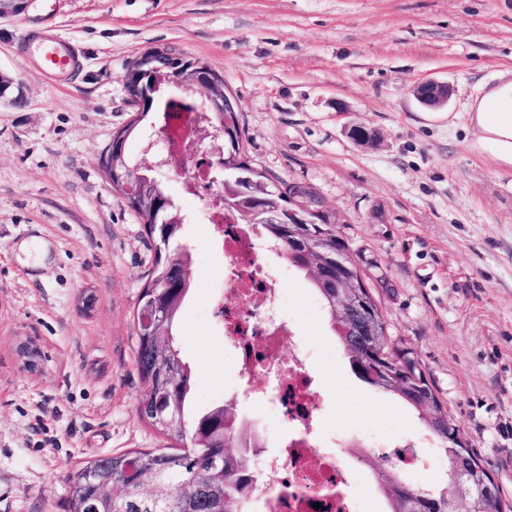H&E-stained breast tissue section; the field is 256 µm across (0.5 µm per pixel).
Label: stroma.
<instances>
[{
    "instance_id": "35a3bbf8",
    "label": "stroma",
    "mask_w": 512,
    "mask_h": 512,
    "mask_svg": "<svg viewBox=\"0 0 512 512\" xmlns=\"http://www.w3.org/2000/svg\"><path fill=\"white\" fill-rule=\"evenodd\" d=\"M51 31L81 47L77 77L50 78L24 46ZM172 47L223 77L250 164L302 182L333 213L387 322L448 408L462 441L512 505V164L480 143L468 110L512 76V0H32L0 22V73L24 102L0 104V512H64L81 462L172 448L135 411L136 311L155 257L101 164L136 116L121 78L147 49ZM451 83L440 113L412 94ZM372 130L355 144L350 124ZM187 220L192 290L177 323L196 370L195 410L224 401L235 358L208 298L223 286L210 232L185 190L195 163L158 167L132 145ZM288 312L328 387L327 431L374 437L375 410L430 457L409 481L437 492L448 456L417 413L359 380L308 279L289 269ZM38 346L37 371L20 343Z\"/></svg>"
}]
</instances>
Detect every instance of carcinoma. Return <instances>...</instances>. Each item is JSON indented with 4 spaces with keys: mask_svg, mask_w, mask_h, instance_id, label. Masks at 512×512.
<instances>
[{
    "mask_svg": "<svg viewBox=\"0 0 512 512\" xmlns=\"http://www.w3.org/2000/svg\"><path fill=\"white\" fill-rule=\"evenodd\" d=\"M242 150L224 152V209L240 224H257L268 242L288 256L296 269L311 276L314 289L325 303L330 328L341 345L351 371L363 382L385 389L418 412H425L431 433L449 445L448 453L465 452L473 461L471 475L478 476L481 459L456 435L458 427L424 373L406 351L390 347L386 322L376 312L379 333L369 342L359 340L352 324L341 311L336 289L314 277L312 258L305 254L301 224H274L257 210L255 198L273 184L264 174L241 162ZM308 231L322 236L325 246L346 248L336 243V220L310 224ZM176 232L157 249L153 277L142 288L161 283L172 264L189 266L191 252L177 244ZM190 293L179 288L164 293L169 319L155 336H138L137 371L144 388L137 399L136 413L152 426L190 446L179 454L149 449L87 460L67 475V512H250L249 492L256 473L247 449L260 448L259 435L247 429L235 408L220 405L190 413L196 379L195 370L184 361L172 332L173 322ZM378 487L385 497L386 512H465L466 505L452 499L448 489L434 494L407 484L390 462L375 468Z\"/></svg>",
    "mask_w": 512,
    "mask_h": 512,
    "instance_id": "cac0c4a2",
    "label": "carcinoma"
}]
</instances>
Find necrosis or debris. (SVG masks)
Returning <instances> with one entry per match:
<instances>
[{"instance_id":"1","label":"necrosis or debris","mask_w":512,"mask_h":512,"mask_svg":"<svg viewBox=\"0 0 512 512\" xmlns=\"http://www.w3.org/2000/svg\"><path fill=\"white\" fill-rule=\"evenodd\" d=\"M204 127V122L190 121L185 114L173 118L161 136L158 161L178 166L186 153L196 151ZM206 207L224 252V297L213 306L224 324V337L239 349L244 374L262 376L270 365L280 367L271 388L254 398L251 426L265 429V417L272 414L287 423L288 436L275 450L254 449L251 465L258 481L253 501L261 504V512H362L360 500L350 492L357 454L397 456L407 473L420 469L419 458L387 445L350 442L332 451L314 441L317 383L303 347L289 357L281 355L283 343L296 330L282 313L278 272L263 264L260 239L249 225L234 223L225 214L222 194H210Z\"/></svg>"}]
</instances>
